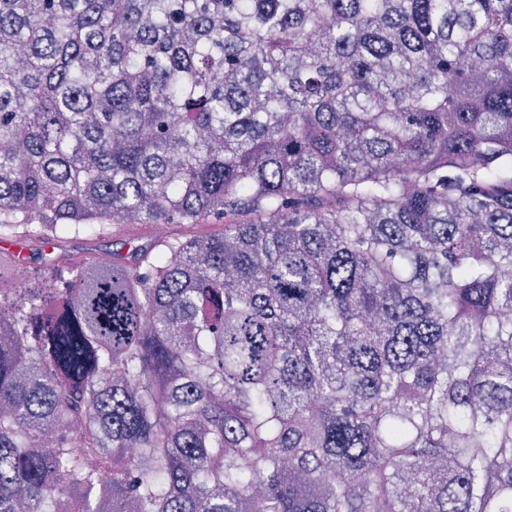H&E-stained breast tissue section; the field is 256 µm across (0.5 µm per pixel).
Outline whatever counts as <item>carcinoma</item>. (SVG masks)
Here are the masks:
<instances>
[{
    "label": "carcinoma",
    "instance_id": "obj_1",
    "mask_svg": "<svg viewBox=\"0 0 512 512\" xmlns=\"http://www.w3.org/2000/svg\"><path fill=\"white\" fill-rule=\"evenodd\" d=\"M130 224L0 258V512H512V0H0V241ZM147 229H130L126 230L122 235H106L105 237L94 241L84 242L83 240H77L69 244L67 248L71 252H94L95 254L100 251H116L119 250L125 241L129 238L137 237L139 235L147 234Z\"/></svg>",
    "mask_w": 512,
    "mask_h": 512
}]
</instances>
